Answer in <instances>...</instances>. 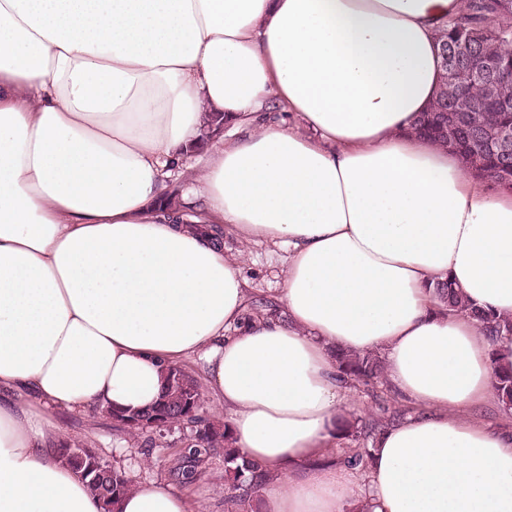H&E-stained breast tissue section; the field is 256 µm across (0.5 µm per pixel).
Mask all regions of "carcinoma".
<instances>
[{
	"label": "carcinoma",
	"mask_w": 512,
	"mask_h": 512,
	"mask_svg": "<svg viewBox=\"0 0 512 512\" xmlns=\"http://www.w3.org/2000/svg\"><path fill=\"white\" fill-rule=\"evenodd\" d=\"M483 30L478 48L494 55L512 72V0H464L461 13L448 21L438 37L439 46L464 54L470 49L468 33ZM457 106L453 93L441 92L434 108L420 113L414 130L432 143L456 152L465 168L477 176L512 189V156L498 153L496 142L503 131L512 134V112L474 111L463 113V120L456 125L446 121L448 109ZM434 297L440 311L465 314L476 322L481 332L491 341L512 336V317L500 316L469 302L454 283L446 279L434 286ZM339 377L353 385L368 384L382 373L379 356L375 352H350L342 348L334 351ZM494 389L498 402L507 411L512 410V371L494 370ZM204 398L199 381L180 366L168 369L165 384L156 404L143 411L126 415L124 411L105 410L108 418L122 425L130 438L142 439V447L155 448L163 444L168 431L162 426L148 425L153 420H164L183 429L180 437V464L177 473L188 480L195 468L212 459L224 463L225 499L231 501L237 512H260L262 492L268 476L259 464L247 460L233 446L229 424H218L203 416ZM390 420L358 419L351 421L339 416L336 421V439L348 441L350 446L342 453L321 460L347 464L364 473L371 458L369 444L389 425ZM87 444L70 437H63L57 444L62 460L84 482L102 503L103 512L114 508L134 487L126 470L116 466L104 456H99L100 473L87 476L78 452Z\"/></svg>",
	"instance_id": "1"
}]
</instances>
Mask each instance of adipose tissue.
<instances>
[{
    "instance_id": "ef3b65f1",
    "label": "adipose tissue",
    "mask_w": 512,
    "mask_h": 512,
    "mask_svg": "<svg viewBox=\"0 0 512 512\" xmlns=\"http://www.w3.org/2000/svg\"><path fill=\"white\" fill-rule=\"evenodd\" d=\"M461 0H0V512H102L61 460L56 411L142 410L186 358L260 512H512V431L490 342L436 282L512 316V192L415 136L438 25ZM276 104L283 120L265 119ZM244 134L196 166L206 117ZM201 203H169L173 175ZM286 254L278 317L222 233ZM382 352L415 411L366 482L319 465L349 388L333 348ZM116 512H203L168 483Z\"/></svg>"
}]
</instances>
